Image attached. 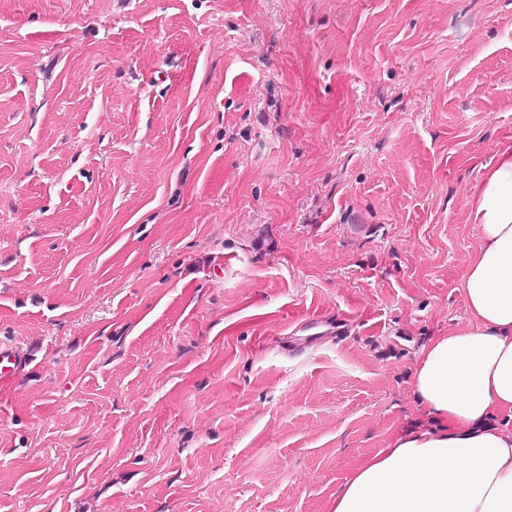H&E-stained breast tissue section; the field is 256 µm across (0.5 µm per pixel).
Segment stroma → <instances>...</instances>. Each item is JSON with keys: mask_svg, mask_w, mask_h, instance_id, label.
<instances>
[{"mask_svg": "<svg viewBox=\"0 0 512 512\" xmlns=\"http://www.w3.org/2000/svg\"><path fill=\"white\" fill-rule=\"evenodd\" d=\"M506 147L512 0H0V512H333Z\"/></svg>", "mask_w": 512, "mask_h": 512, "instance_id": "stroma-1", "label": "stroma"}]
</instances>
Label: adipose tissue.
Here are the masks:
<instances>
[{
	"mask_svg": "<svg viewBox=\"0 0 512 512\" xmlns=\"http://www.w3.org/2000/svg\"><path fill=\"white\" fill-rule=\"evenodd\" d=\"M480 242L460 289L471 326L424 345L413 394L429 419L361 464L334 512H512V149L474 187Z\"/></svg>",
	"mask_w": 512,
	"mask_h": 512,
	"instance_id": "obj_1",
	"label": "adipose tissue"
}]
</instances>
